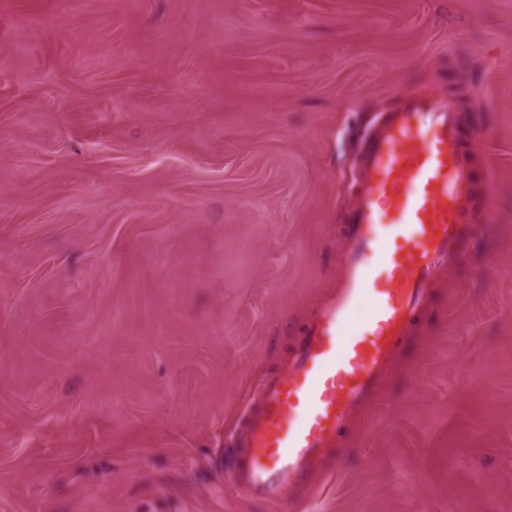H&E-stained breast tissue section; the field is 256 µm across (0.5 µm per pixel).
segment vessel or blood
<instances>
[{
  "mask_svg": "<svg viewBox=\"0 0 512 512\" xmlns=\"http://www.w3.org/2000/svg\"><path fill=\"white\" fill-rule=\"evenodd\" d=\"M342 285L287 376L247 415L235 483L269 499L306 478L347 414L366 400L389 344L426 296L439 261L465 247L476 195L454 101L402 96L360 159Z\"/></svg>",
  "mask_w": 512,
  "mask_h": 512,
  "instance_id": "obj_1",
  "label": "vessel or blood"
}]
</instances>
